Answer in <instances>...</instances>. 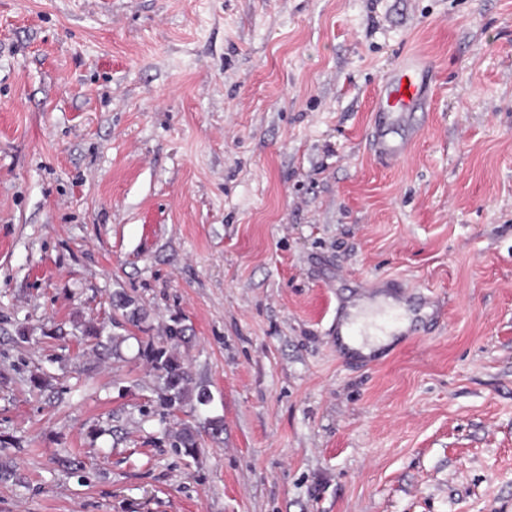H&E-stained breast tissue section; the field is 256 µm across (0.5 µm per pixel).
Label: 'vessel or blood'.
I'll return each instance as SVG.
<instances>
[{"label":"vessel or blood","instance_id":"obj_1","mask_svg":"<svg viewBox=\"0 0 512 512\" xmlns=\"http://www.w3.org/2000/svg\"><path fill=\"white\" fill-rule=\"evenodd\" d=\"M429 66L413 54L390 69L382 79L378 93L371 146L389 163L401 162L412 141L415 115L426 107Z\"/></svg>","mask_w":512,"mask_h":512}]
</instances>
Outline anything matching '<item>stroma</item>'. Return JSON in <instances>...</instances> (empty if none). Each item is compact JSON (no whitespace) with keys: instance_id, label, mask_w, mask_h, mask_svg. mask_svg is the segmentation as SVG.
Wrapping results in <instances>:
<instances>
[{"instance_id":"stroma-1","label":"stroma","mask_w":512,"mask_h":512,"mask_svg":"<svg viewBox=\"0 0 512 512\" xmlns=\"http://www.w3.org/2000/svg\"><path fill=\"white\" fill-rule=\"evenodd\" d=\"M1 464L0 512H512V0H0ZM429 65L412 54L390 69L378 93L371 146L387 163L401 162L412 141L415 113L426 108ZM144 355L155 364L157 371L163 374V389L168 404H181L186 397L189 377L183 362L169 355L164 348H155L151 344L146 345Z\"/></svg>"}]
</instances>
